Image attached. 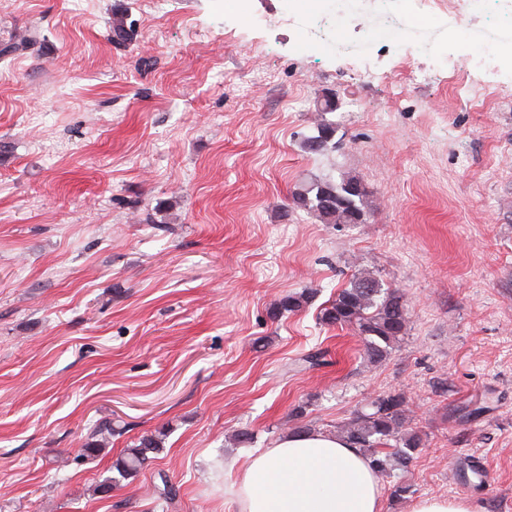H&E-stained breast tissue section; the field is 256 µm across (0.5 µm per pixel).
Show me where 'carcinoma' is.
<instances>
[{
  "label": "carcinoma",
  "mask_w": 512,
  "mask_h": 512,
  "mask_svg": "<svg viewBox=\"0 0 512 512\" xmlns=\"http://www.w3.org/2000/svg\"><path fill=\"white\" fill-rule=\"evenodd\" d=\"M37 43V36L24 32L0 44V56L23 54ZM336 128L321 123L317 134L307 137L306 147L312 153H323L333 147ZM361 182L353 177H343L338 182L319 181L296 193L293 204L314 211L326 224L348 223L354 213H364L366 190L353 192ZM310 295L301 293L288 296L271 309L277 318L286 312H295L308 303ZM320 320L326 325L353 328L364 343L370 361L385 357L389 349L406 334L409 324L408 306L404 294L398 289L382 287L370 274L353 278L349 286L336 293L329 305L322 309ZM407 402L401 393L380 395L371 401L369 410L356 412L338 426L339 435L359 448L377 474H388L397 467H406L421 445L415 432L403 431L406 422ZM99 440L84 448V455L92 456L110 443L112 424L105 422L95 432ZM394 447H388V442ZM159 450L154 436H143L137 444L126 449L113 465L117 475L108 477L97 491L106 494L112 487L136 475L152 461V454Z\"/></svg>",
  "instance_id": "cac0c4a2"
}]
</instances>
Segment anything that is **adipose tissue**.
Here are the masks:
<instances>
[{
	"label": "adipose tissue",
	"instance_id": "ef3b65f1",
	"mask_svg": "<svg viewBox=\"0 0 512 512\" xmlns=\"http://www.w3.org/2000/svg\"><path fill=\"white\" fill-rule=\"evenodd\" d=\"M226 467L237 512H382L376 473L336 434L291 433Z\"/></svg>",
	"mask_w": 512,
	"mask_h": 512
}]
</instances>
